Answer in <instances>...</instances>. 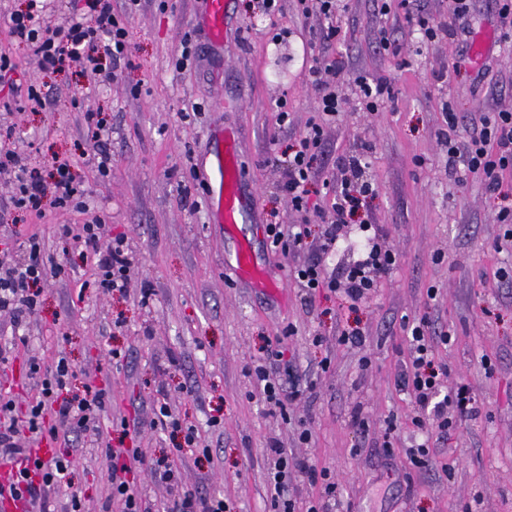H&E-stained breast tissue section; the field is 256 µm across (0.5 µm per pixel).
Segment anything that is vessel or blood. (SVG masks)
Segmentation results:
<instances>
[{"label":"vessel or blood","mask_w":512,"mask_h":512,"mask_svg":"<svg viewBox=\"0 0 512 512\" xmlns=\"http://www.w3.org/2000/svg\"><path fill=\"white\" fill-rule=\"evenodd\" d=\"M202 25L212 42H222L230 32L228 0H205ZM216 140L206 175L211 190V219L213 223L223 225L225 233L235 239L234 269L237 275L255 287L275 289V281L256 261L251 239L237 233L239 224L254 207L253 199L242 190L238 139L234 134L221 132Z\"/></svg>","instance_id":"1"}]
</instances>
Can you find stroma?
I'll return each mask as SVG.
<instances>
[{"mask_svg":"<svg viewBox=\"0 0 512 512\" xmlns=\"http://www.w3.org/2000/svg\"><path fill=\"white\" fill-rule=\"evenodd\" d=\"M347 14L329 51L345 59L339 85L350 108L325 131V154L311 185L312 203H322L323 181L340 177L336 159L364 148L367 177L377 195L362 220L382 229L384 244L398 256L394 272L381 279L368 306L350 311L335 294L307 300L288 275L291 266L315 258L312 247L276 254L265 233L268 219L301 222L277 187L273 164L298 139L317 108L309 68L319 51L318 20L304 17L296 0L266 17L250 0H231L232 34L212 43L200 26L201 0H141L126 20L131 49L121 77L107 87L74 71L52 72L10 46L0 23V48L12 49L20 85L40 87L42 109H5L10 96L0 85V124L15 128L16 146L32 161L74 160L73 172L107 215L105 237L124 236L134 257L129 290L119 296L99 288L79 246L63 237L64 224L84 222L71 210H47L37 220L15 210L0 178V226L35 235L44 259L66 272L41 285V306L23 328L28 349L43 364L66 358L78 377L109 387L112 404L101 415L134 414L166 394L176 413L210 448L176 453L167 435L143 429L140 446L149 460L176 458L185 487L230 498L236 512H265L268 462L263 448L277 438L294 456L326 468L341 484L340 512H512V252L496 250L504 227L498 200L474 175L454 180L440 134L446 111L460 127L478 113L512 110V46L498 43L493 0H476L467 43L419 42L402 10L376 18L370 0H344ZM401 44L396 56L375 50L378 27ZM449 74L436 80L441 69ZM387 78L391 97L376 112L359 111L353 77ZM288 103L279 124L275 104ZM86 109L102 111L111 127L108 175L97 171L98 149L82 125ZM230 129L240 141L242 176L255 198V221L242 225L257 262L280 284L271 294L237 277L232 239L208 219V185L202 169L215 132ZM437 288L429 298L428 288ZM429 315L450 332L438 346L449 366V383L470 384L489 414L465 420L450 439L438 442L429 470H410L397 458L395 470L377 455L384 440L410 444L407 391L396 385L406 356L402 317ZM356 317L366 330L364 350L336 342V324ZM295 336L284 338L286 327ZM320 344H313V334ZM283 344L300 362L313 392L288 417L270 415L254 398L252 359L261 347ZM120 360H113V352ZM368 354V370L358 359ZM361 409L371 430L351 425ZM399 427L387 432L390 418ZM312 439L302 443L301 428ZM104 451L80 436L70 494L85 512H107ZM452 474H445L444 466Z\"/></svg>","mask_w":512,"mask_h":512,"instance_id":"obj_1","label":"stroma"}]
</instances>
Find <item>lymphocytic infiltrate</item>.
<instances>
[{"label": "lymphocytic infiltrate", "mask_w": 512, "mask_h": 512, "mask_svg": "<svg viewBox=\"0 0 512 512\" xmlns=\"http://www.w3.org/2000/svg\"><path fill=\"white\" fill-rule=\"evenodd\" d=\"M53 0H29L26 10L8 17L10 36L28 54L37 57L43 68L62 71L78 63L91 80L109 84L117 78L116 68L129 51V32L122 13L113 11L112 0H70L72 9L67 26L45 23L43 15ZM374 12L389 15L394 5L407 14L412 32L422 42L439 37L455 38L460 21L472 13L473 0H448L447 22H434L416 13L413 0H372ZM346 72L342 58L320 55L309 69L310 83L319 97L318 111L305 134L289 147L280 165L283 170L281 190L293 208L303 214H316L324 226L322 252L336 250L343 242V230L357 221L361 209L377 190L365 180L369 167L367 154L341 157L340 181L326 182L325 205L311 207L310 181L314 166L324 150V129L346 110L347 101L336 90ZM469 134H460L456 114L448 116V132L444 142L448 153V174H474L481 177L487 191L500 194L505 175L512 173V111L480 113ZM14 129L0 128V175H7L12 187L10 202L22 212L43 216L46 209L88 211L87 191L72 173L71 160H55L52 166L31 163L10 149ZM365 235L363 255L347 266L341 276L325 275L321 261L292 268L291 275L307 298L328 290L340 294L350 305L372 298L380 279L396 268L397 256L382 248L370 225L361 224ZM62 235L82 243L81 256L97 275L100 288L112 293H127L133 256L124 239L104 241V224L100 216H92L86 224L61 225ZM29 256L19 259L13 241L0 244V313H7L13 327H20L34 315L39 306L41 283L60 276L61 265L44 262L36 241L28 243ZM407 337V361L403 386L414 404L411 423L422 435L405 451L410 465L417 471L432 466L430 444L433 435H451L459 420L474 419L486 405L465 384L447 386L448 366L436 356L437 344H445L450 333L435 331L429 317L403 320ZM26 363L35 393L25 409H18L14 397L0 394V457L17 461L18 466L7 486L11 498L24 501L35 512H48L50 497L71 485V434L92 433L111 458L108 487L119 512H142V499L132 490V465L144 462L139 448H114L105 435L100 415L109 393L105 388L86 385L83 395L68 396L67 390L76 373L66 360H58L51 369H43L40 359L27 356ZM294 361H287L284 377H270L264 365H256L253 373L260 400L273 412H285L304 393L294 375ZM151 428L182 437L185 447L200 448L193 427L184 425L166 398L154 400L151 406ZM43 435L54 442H64L51 460H43L27 449V435ZM202 456L209 449L200 448ZM264 453L269 460L270 497L267 512H336L340 485L329 470H319L304 461L289 457L287 449L277 441H267ZM153 474L165 483L169 499L162 512H233V503L221 495H206L185 489L174 459L163 457L152 464ZM300 473L320 487L317 496L305 506H298L288 491V477Z\"/></svg>", "instance_id": "obj_1"}]
</instances>
